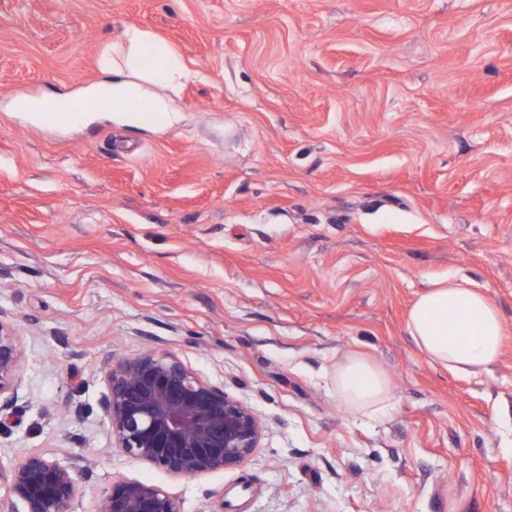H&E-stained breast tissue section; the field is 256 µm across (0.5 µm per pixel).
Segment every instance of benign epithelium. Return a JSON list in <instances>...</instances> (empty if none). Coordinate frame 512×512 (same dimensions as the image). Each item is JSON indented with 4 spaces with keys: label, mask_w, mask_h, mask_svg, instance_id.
Segmentation results:
<instances>
[{
    "label": "benign epithelium",
    "mask_w": 512,
    "mask_h": 512,
    "mask_svg": "<svg viewBox=\"0 0 512 512\" xmlns=\"http://www.w3.org/2000/svg\"><path fill=\"white\" fill-rule=\"evenodd\" d=\"M0 309V432L12 423L22 365L20 339ZM101 407L112 440L128 457L172 475L194 477L241 465L260 441L255 411L209 385L168 355L127 359L105 370ZM25 512H70L76 494L71 469L25 453L7 478ZM104 512H181L163 487L119 479L105 493Z\"/></svg>",
    "instance_id": "obj_1"
}]
</instances>
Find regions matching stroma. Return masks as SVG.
Segmentation results:
<instances>
[{
  "instance_id": "obj_1",
  "label": "stroma",
  "mask_w": 512,
  "mask_h": 512,
  "mask_svg": "<svg viewBox=\"0 0 512 512\" xmlns=\"http://www.w3.org/2000/svg\"><path fill=\"white\" fill-rule=\"evenodd\" d=\"M134 26L196 73L180 122L17 111L78 94ZM500 310L488 374L406 330L431 280ZM0 309L23 350L0 468L73 467L182 512H512V0H0ZM177 356L263 423L242 465L176 478L116 448L109 362ZM359 354L392 406L336 397Z\"/></svg>"
}]
</instances>
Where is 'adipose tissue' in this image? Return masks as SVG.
Returning a JSON list of instances; mask_svg holds the SVG:
<instances>
[{
	"instance_id": "adipose-tissue-1",
	"label": "adipose tissue",
	"mask_w": 512,
	"mask_h": 512,
	"mask_svg": "<svg viewBox=\"0 0 512 512\" xmlns=\"http://www.w3.org/2000/svg\"><path fill=\"white\" fill-rule=\"evenodd\" d=\"M100 69L102 78L82 94L110 100L116 122L139 123L144 112L177 121V109L165 91L178 86L190 72L166 42L139 28H124L103 50ZM406 326L418 351L455 374H486L501 354L502 317L484 292L469 283L433 282L412 304ZM335 387L337 397L356 411L376 415L391 405L384 372L357 354L337 366Z\"/></svg>"
}]
</instances>
